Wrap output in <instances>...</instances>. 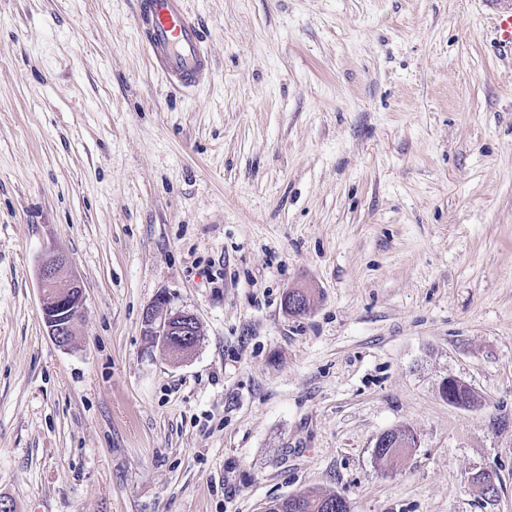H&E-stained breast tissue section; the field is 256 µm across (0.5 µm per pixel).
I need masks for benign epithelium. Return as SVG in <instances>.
<instances>
[{
	"label": "benign epithelium",
	"mask_w": 512,
	"mask_h": 512,
	"mask_svg": "<svg viewBox=\"0 0 512 512\" xmlns=\"http://www.w3.org/2000/svg\"><path fill=\"white\" fill-rule=\"evenodd\" d=\"M42 300V314L47 331L61 347H66L75 334L84 305L82 282L70 271L67 255L58 250L44 253L36 267ZM143 335L179 359L190 355L200 344L201 324L190 311L175 308L165 295L157 296L142 314ZM468 383L457 377L442 382L441 391L448 403L458 407L471 406L459 397L458 391Z\"/></svg>",
	"instance_id": "7a95c632"
}]
</instances>
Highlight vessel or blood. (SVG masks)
<instances>
[{"label": "vessel or blood", "mask_w": 512, "mask_h": 512, "mask_svg": "<svg viewBox=\"0 0 512 512\" xmlns=\"http://www.w3.org/2000/svg\"><path fill=\"white\" fill-rule=\"evenodd\" d=\"M137 32L153 69L171 86L190 90L209 76L207 33L186 0H139Z\"/></svg>", "instance_id": "b4317fda"}]
</instances>
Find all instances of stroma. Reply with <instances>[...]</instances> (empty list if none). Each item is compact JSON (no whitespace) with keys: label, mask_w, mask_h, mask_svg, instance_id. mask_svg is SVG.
I'll use <instances>...</instances> for the list:
<instances>
[{"label":"stroma","mask_w":512,"mask_h":512,"mask_svg":"<svg viewBox=\"0 0 512 512\" xmlns=\"http://www.w3.org/2000/svg\"><path fill=\"white\" fill-rule=\"evenodd\" d=\"M188 6L212 73L185 94L136 0H0V496L512 512V0ZM52 249L85 287L66 348L36 280ZM161 294L202 326L180 361L142 332ZM402 427L415 447L378 466ZM401 434L404 436V442L402 443L400 441L399 448H386L381 446H387L390 443L391 435L385 436H379L376 440L375 447L376 448H382L380 451H377L374 453V457L382 465L390 466L394 464L402 455L407 453L409 450L412 449V447L415 445V435L413 431L408 428L404 427L402 429L393 430L392 436L393 439L396 437V434ZM392 439V440H393ZM379 446V447H378ZM415 447V446H414ZM271 502L274 508L270 512H350L348 502L338 493L322 494L307 490L297 494L293 501L280 498Z\"/></svg>","instance_id":"obj_1"}]
</instances>
